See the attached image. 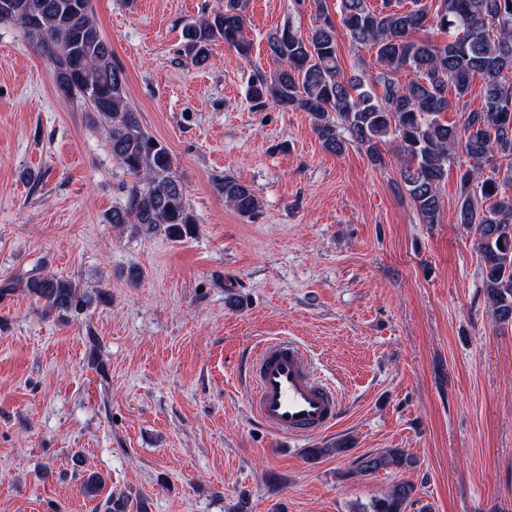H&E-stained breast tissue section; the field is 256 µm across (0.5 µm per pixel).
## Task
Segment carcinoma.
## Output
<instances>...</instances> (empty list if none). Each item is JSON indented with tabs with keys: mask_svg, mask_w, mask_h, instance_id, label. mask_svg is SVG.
<instances>
[{
	"mask_svg": "<svg viewBox=\"0 0 512 512\" xmlns=\"http://www.w3.org/2000/svg\"><path fill=\"white\" fill-rule=\"evenodd\" d=\"M242 0H224V9L189 24L183 31L184 53L200 66L216 42L247 58ZM340 23L355 48L375 50L376 75L365 89L357 78H345L336 52V25L322 14L307 34L287 26L268 37V56L278 64L269 76L259 75L250 99L288 111L313 115L322 146L333 153L346 142L365 148L375 165H383L380 144L389 137L401 156L397 191L408 198L421 223L441 220V186L448 168L460 156L475 167L458 172L456 221L477 239L482 280L494 319L512 325V0H439L428 6L403 8L401 0H340ZM0 20L12 21L54 62L58 91L83 101L104 120L112 156L132 175L124 204L112 208L107 223L122 227H163L181 241L195 230L196 220L174 169L167 146L140 125L126 89L124 69L112 56L94 19L92 0H0ZM434 25L450 33L440 45L413 37ZM406 70L402 82L394 75ZM482 81L481 107L465 101L474 81ZM461 105V124L443 119L448 89ZM346 130L342 137L337 127ZM490 166V175L482 164ZM224 202L241 217L257 218L261 203L253 190L231 176L216 180ZM23 287L51 311L68 313L87 304L74 279L31 275ZM413 464L396 448L368 455L364 472ZM416 492L408 481L394 484L362 512H405Z\"/></svg>",
	"mask_w": 512,
	"mask_h": 512,
	"instance_id": "carcinoma-1",
	"label": "carcinoma"
}]
</instances>
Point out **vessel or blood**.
I'll return each mask as SVG.
<instances>
[{
    "mask_svg": "<svg viewBox=\"0 0 512 512\" xmlns=\"http://www.w3.org/2000/svg\"><path fill=\"white\" fill-rule=\"evenodd\" d=\"M247 374L250 410L278 436L325 431L341 414L336 392L318 376L310 356L292 339L265 343L250 359Z\"/></svg>",
    "mask_w": 512,
    "mask_h": 512,
    "instance_id": "1",
    "label": "vessel or blood"
}]
</instances>
